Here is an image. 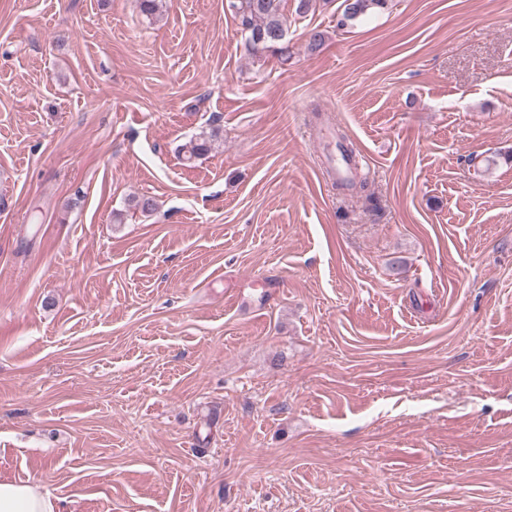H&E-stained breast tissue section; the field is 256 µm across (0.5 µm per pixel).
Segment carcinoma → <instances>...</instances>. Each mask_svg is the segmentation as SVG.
I'll return each mask as SVG.
<instances>
[{
    "mask_svg": "<svg viewBox=\"0 0 512 512\" xmlns=\"http://www.w3.org/2000/svg\"><path fill=\"white\" fill-rule=\"evenodd\" d=\"M285 0H227V10L238 21V28L250 55L260 58L272 51L282 63L291 57L286 35ZM387 0H343V11L338 26H347L361 17L386 6ZM221 139V132L212 128L190 142L189 158L206 155Z\"/></svg>",
    "mask_w": 512,
    "mask_h": 512,
    "instance_id": "1",
    "label": "carcinoma"
}]
</instances>
